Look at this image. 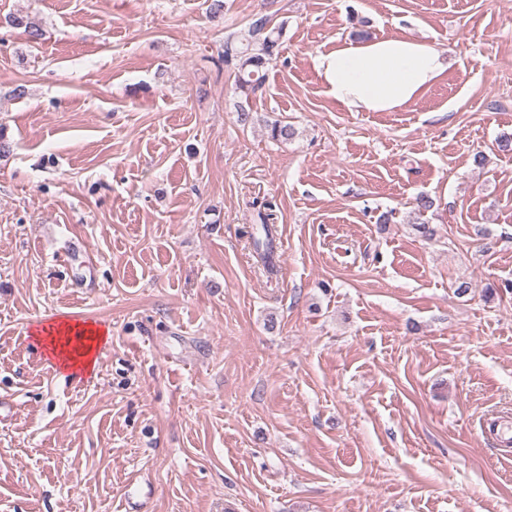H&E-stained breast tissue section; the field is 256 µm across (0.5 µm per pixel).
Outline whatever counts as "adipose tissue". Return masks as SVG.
Instances as JSON below:
<instances>
[{"label":"adipose tissue","instance_id":"1","mask_svg":"<svg viewBox=\"0 0 512 512\" xmlns=\"http://www.w3.org/2000/svg\"><path fill=\"white\" fill-rule=\"evenodd\" d=\"M315 67L327 95L352 112H397L416 101L447 68L435 48L408 37L345 41L319 55ZM92 324L64 323L46 336L48 356L65 370L95 371V352L109 340Z\"/></svg>","mask_w":512,"mask_h":512}]
</instances>
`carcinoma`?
Wrapping results in <instances>:
<instances>
[{
	"mask_svg": "<svg viewBox=\"0 0 512 512\" xmlns=\"http://www.w3.org/2000/svg\"><path fill=\"white\" fill-rule=\"evenodd\" d=\"M282 28L270 26V19L262 15L254 19L247 34L237 39L233 36L224 41L222 59L224 64L232 65L238 71L237 89L245 96L254 95L263 89L265 74L262 70L276 55ZM261 226L259 231L264 238L252 236L255 249L260 251V258L265 265L272 266L273 228L268 224L270 215L259 214Z\"/></svg>",
	"mask_w": 512,
	"mask_h": 512,
	"instance_id": "cac0c4a2",
	"label": "carcinoma"
}]
</instances>
